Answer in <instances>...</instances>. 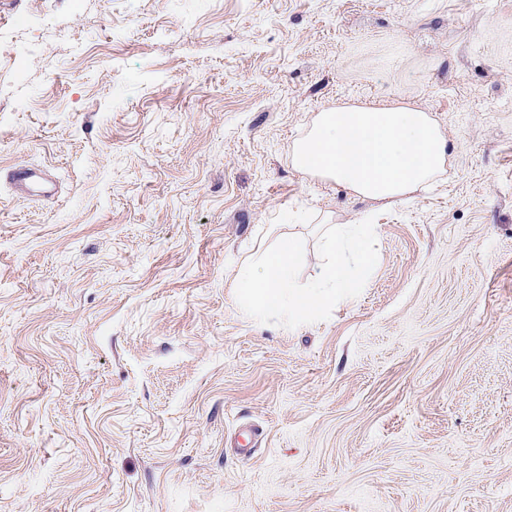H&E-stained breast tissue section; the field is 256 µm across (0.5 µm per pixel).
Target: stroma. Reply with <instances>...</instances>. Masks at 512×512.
Wrapping results in <instances>:
<instances>
[{
  "label": "stroma",
  "instance_id": "stroma-1",
  "mask_svg": "<svg viewBox=\"0 0 512 512\" xmlns=\"http://www.w3.org/2000/svg\"><path fill=\"white\" fill-rule=\"evenodd\" d=\"M392 103L434 192L292 165ZM326 216L375 219L362 293L245 315L240 262L298 237L309 282ZM0 512H512V0H0ZM292 164L355 196L395 203L427 192L450 166L448 138L431 114L407 105H336L294 141ZM9 180L16 191L36 196L41 200H49L55 195V183L45 172L21 165L9 172Z\"/></svg>",
  "mask_w": 512,
  "mask_h": 512
}]
</instances>
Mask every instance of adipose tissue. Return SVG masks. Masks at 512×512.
<instances>
[{"mask_svg": "<svg viewBox=\"0 0 512 512\" xmlns=\"http://www.w3.org/2000/svg\"><path fill=\"white\" fill-rule=\"evenodd\" d=\"M291 159L353 195L395 203L428 191L446 173L450 152L444 131L422 109L339 105L312 116Z\"/></svg>", "mask_w": 512, "mask_h": 512, "instance_id": "obj_1", "label": "adipose tissue"}]
</instances>
